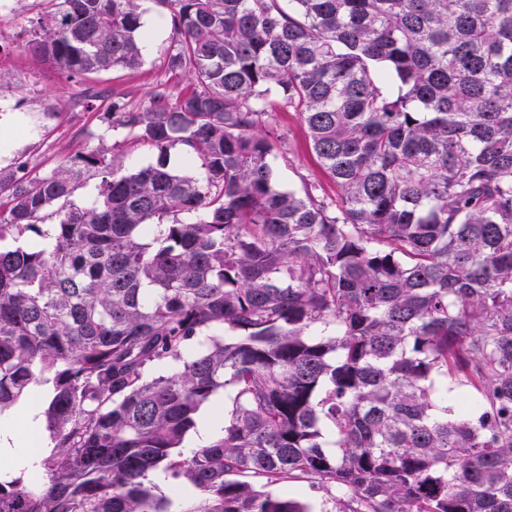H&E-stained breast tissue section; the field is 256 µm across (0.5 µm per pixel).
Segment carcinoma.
I'll use <instances>...</instances> for the list:
<instances>
[{
  "label": "carcinoma",
  "mask_w": 512,
  "mask_h": 512,
  "mask_svg": "<svg viewBox=\"0 0 512 512\" xmlns=\"http://www.w3.org/2000/svg\"><path fill=\"white\" fill-rule=\"evenodd\" d=\"M48 2L34 55L140 64L144 0ZM152 2L191 88L107 119L157 162L0 169V240L55 219L0 250V415L51 384L0 512H173L183 486L179 512H311L288 482L334 512H512V0ZM282 106L338 197L278 187ZM227 388L222 436L182 455ZM100 178L94 169L82 168L75 180V190L72 200L80 206L93 203L98 196ZM273 489L277 493L288 492V489L290 491L297 492L302 499L309 502L313 506L315 512H329L334 507V491L330 493L318 488L317 486L311 487L308 483L305 482L290 483L289 486L276 485L273 487Z\"/></svg>",
  "instance_id": "obj_1"
}]
</instances>
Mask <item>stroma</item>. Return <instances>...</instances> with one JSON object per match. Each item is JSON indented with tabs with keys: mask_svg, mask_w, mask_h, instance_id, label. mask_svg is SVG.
<instances>
[{
	"mask_svg": "<svg viewBox=\"0 0 512 512\" xmlns=\"http://www.w3.org/2000/svg\"><path fill=\"white\" fill-rule=\"evenodd\" d=\"M48 9L46 0H7L0 12V114L22 113L26 121L10 132L15 145L9 156L0 158V168L26 162L29 170L45 173L62 160L98 147L99 143H121L122 169L130 172L156 162L155 151L145 146L127 147L124 134L109 128L106 114L113 97L128 107L147 102L157 87L188 88L187 76L167 67L170 26L165 11L152 7L144 16L150 33L138 66L68 79L51 63L26 47L34 37L33 22ZM101 92L95 104H87L85 89ZM276 126L285 136V155L274 162L275 176L284 189L302 190L313 182L328 196L339 189L318 165L297 112H277Z\"/></svg>",
	"mask_w": 512,
	"mask_h": 512,
	"instance_id": "stroma-1",
	"label": "stroma"
}]
</instances>
